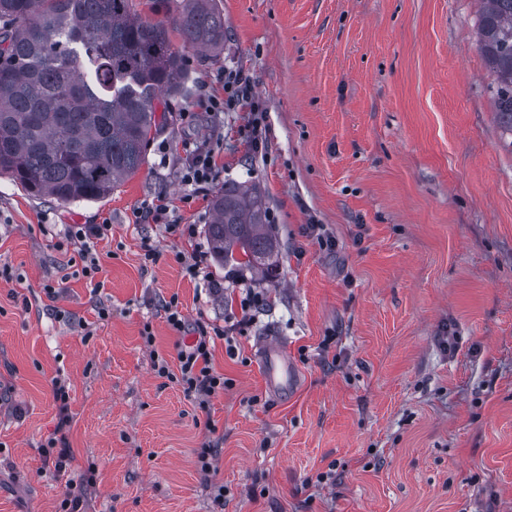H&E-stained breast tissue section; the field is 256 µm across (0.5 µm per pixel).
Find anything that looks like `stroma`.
<instances>
[{
  "mask_svg": "<svg viewBox=\"0 0 512 512\" xmlns=\"http://www.w3.org/2000/svg\"><path fill=\"white\" fill-rule=\"evenodd\" d=\"M216 4L223 52L202 58L170 30L188 91L160 98L143 166L110 196L64 203L0 176V266L15 274L0 282V512H60L77 486L87 512H214L216 484L224 512H512V136L478 45L480 0ZM231 72L265 114L264 154L248 149V112L203 107ZM202 141L223 170L195 191L180 170L185 143ZM251 181L274 217L277 278L250 271L239 286L212 257V281L189 279L176 256L209 249L212 197ZM161 192L195 239L137 222ZM103 222L89 279L57 243ZM245 286L263 303L239 332ZM174 296L189 321L232 329L213 352L231 385L203 406L154 369L177 355L162 308ZM268 337L298 375L278 397L260 368ZM60 434L59 469L42 449Z\"/></svg>",
  "mask_w": 512,
  "mask_h": 512,
  "instance_id": "1",
  "label": "stroma"
}]
</instances>
